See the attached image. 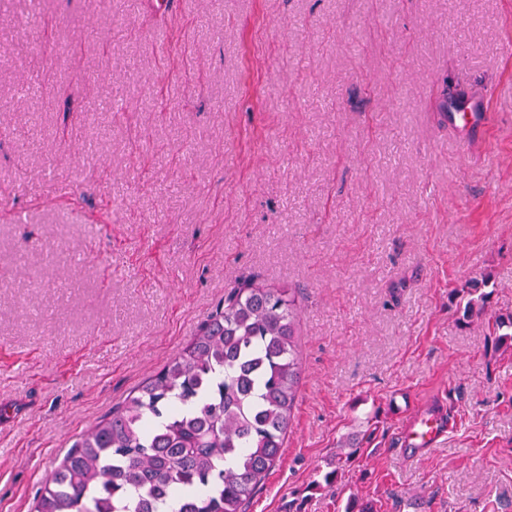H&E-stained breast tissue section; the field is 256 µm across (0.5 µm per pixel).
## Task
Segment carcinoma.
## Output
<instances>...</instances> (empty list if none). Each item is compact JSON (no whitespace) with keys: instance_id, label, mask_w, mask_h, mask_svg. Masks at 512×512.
Wrapping results in <instances>:
<instances>
[{"instance_id":"cac0c4a2","label":"carcinoma","mask_w":512,"mask_h":512,"mask_svg":"<svg viewBox=\"0 0 512 512\" xmlns=\"http://www.w3.org/2000/svg\"><path fill=\"white\" fill-rule=\"evenodd\" d=\"M483 280L454 291L458 322L486 317ZM298 307L288 288L246 280L192 342L83 432L50 474L36 512H245L280 461L302 379ZM512 346V312L493 317ZM359 449L312 487H330Z\"/></svg>"}]
</instances>
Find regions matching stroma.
<instances>
[{"instance_id":"1","label":"stroma","mask_w":512,"mask_h":512,"mask_svg":"<svg viewBox=\"0 0 512 512\" xmlns=\"http://www.w3.org/2000/svg\"><path fill=\"white\" fill-rule=\"evenodd\" d=\"M1 124L0 512L251 277L296 289L303 374L246 512H512V348L448 300L512 312V0H0ZM448 121L457 130L461 146L465 150L472 138L483 136L488 126V115L486 112H480L474 101L457 98L450 106ZM488 284L487 280H482L480 284L475 282L470 287L460 288L454 291V296L458 300L457 312L459 314L458 322L465 326H470L476 320H482L487 314V304L491 292H485L481 288ZM449 430V419L443 414L430 410L418 412L405 420L395 440L396 450L410 455L433 448Z\"/></svg>"}]
</instances>
